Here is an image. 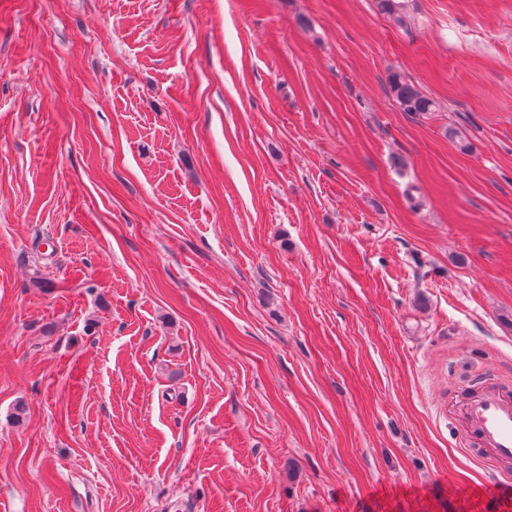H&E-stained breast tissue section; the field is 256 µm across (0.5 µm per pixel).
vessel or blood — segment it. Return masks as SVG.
Returning a JSON list of instances; mask_svg holds the SVG:
<instances>
[{
	"instance_id": "1",
	"label": "vessel or blood",
	"mask_w": 512,
	"mask_h": 512,
	"mask_svg": "<svg viewBox=\"0 0 512 512\" xmlns=\"http://www.w3.org/2000/svg\"><path fill=\"white\" fill-rule=\"evenodd\" d=\"M467 436L493 460L512 461V387L493 383L464 407Z\"/></svg>"
}]
</instances>
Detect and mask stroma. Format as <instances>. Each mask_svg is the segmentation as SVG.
<instances>
[{
    "instance_id": "stroma-1",
    "label": "stroma",
    "mask_w": 512,
    "mask_h": 512,
    "mask_svg": "<svg viewBox=\"0 0 512 512\" xmlns=\"http://www.w3.org/2000/svg\"><path fill=\"white\" fill-rule=\"evenodd\" d=\"M405 13L0 0V512H512V0ZM388 82L390 91L402 111L427 114L436 110L434 100L424 95L416 85L401 75L392 74ZM467 437L499 462L512 461V387L491 383L464 406Z\"/></svg>"
}]
</instances>
